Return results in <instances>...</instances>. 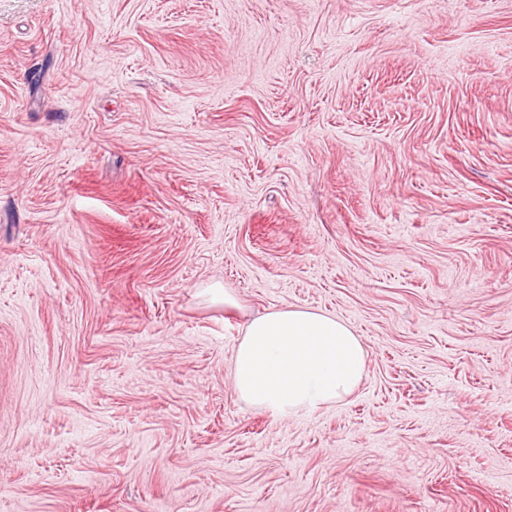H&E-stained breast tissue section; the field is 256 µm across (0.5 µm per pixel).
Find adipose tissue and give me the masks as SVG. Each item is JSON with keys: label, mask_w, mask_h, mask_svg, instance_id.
I'll return each mask as SVG.
<instances>
[{"label": "adipose tissue", "mask_w": 512, "mask_h": 512, "mask_svg": "<svg viewBox=\"0 0 512 512\" xmlns=\"http://www.w3.org/2000/svg\"><path fill=\"white\" fill-rule=\"evenodd\" d=\"M366 359L363 342L347 323L287 305L246 324L231 360L233 390L241 401L287 419L351 395Z\"/></svg>", "instance_id": "obj_1"}]
</instances>
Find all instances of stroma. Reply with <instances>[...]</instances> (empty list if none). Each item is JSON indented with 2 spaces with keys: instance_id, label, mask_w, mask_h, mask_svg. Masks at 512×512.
<instances>
[{
  "instance_id": "35a3bbf8",
  "label": "stroma",
  "mask_w": 512,
  "mask_h": 512,
  "mask_svg": "<svg viewBox=\"0 0 512 512\" xmlns=\"http://www.w3.org/2000/svg\"><path fill=\"white\" fill-rule=\"evenodd\" d=\"M0 512H512V0H0ZM367 352L344 321L284 306L251 318L231 360L235 395L288 419L334 405L359 386Z\"/></svg>"
}]
</instances>
